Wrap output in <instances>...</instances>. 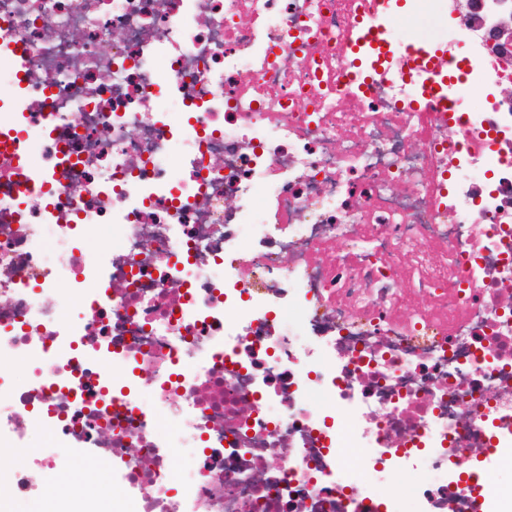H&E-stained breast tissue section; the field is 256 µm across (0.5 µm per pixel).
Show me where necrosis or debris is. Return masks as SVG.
Returning a JSON list of instances; mask_svg holds the SVG:
<instances>
[{
	"label": "necrosis or debris",
	"mask_w": 512,
	"mask_h": 512,
	"mask_svg": "<svg viewBox=\"0 0 512 512\" xmlns=\"http://www.w3.org/2000/svg\"><path fill=\"white\" fill-rule=\"evenodd\" d=\"M418 2L420 59L378 0H0L15 498L512 512V47ZM400 26L411 28L428 42H441L448 39V23L428 9H418L412 0H399ZM94 495L99 501H112V498H120L126 501V507L128 508L131 504L139 506L138 501L127 496L124 490L116 484H112V480L106 476H101L100 481L96 486Z\"/></svg>",
	"instance_id": "4bbe7bcc"
}]
</instances>
